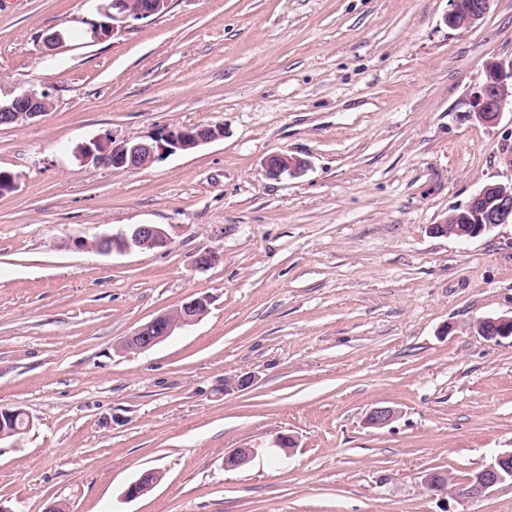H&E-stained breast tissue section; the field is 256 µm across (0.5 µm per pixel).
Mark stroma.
<instances>
[{
  "label": "stroma",
  "mask_w": 512,
  "mask_h": 512,
  "mask_svg": "<svg viewBox=\"0 0 512 512\" xmlns=\"http://www.w3.org/2000/svg\"><path fill=\"white\" fill-rule=\"evenodd\" d=\"M449 0H173L96 41L94 0H0V98L48 112L0 126V442L10 512H512V486L435 495L512 451V223L461 241L449 210L512 179V111L468 114L512 59V0L466 30ZM66 42L47 49L45 33ZM220 125L223 138L140 170L81 144ZM276 152L307 159L268 179ZM155 224L167 247L79 243ZM208 251L219 260L201 268ZM206 296L153 348L140 325ZM253 386L225 391L229 376ZM390 406L382 429L366 414ZM294 435L291 453L274 448ZM254 448L229 470L233 449ZM162 471L128 501L142 471ZM50 103V96L44 91L40 94L36 91L23 92L13 97L9 104H4L0 100V122H6L0 124V126L17 124L12 122L32 120L42 115ZM476 330L478 334L486 340L512 338V316L505 317H486L477 321Z\"/></svg>",
  "instance_id": "1"
}]
</instances>
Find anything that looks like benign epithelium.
<instances>
[{"instance_id": "1", "label": "benign epithelium", "mask_w": 512, "mask_h": 512, "mask_svg": "<svg viewBox=\"0 0 512 512\" xmlns=\"http://www.w3.org/2000/svg\"><path fill=\"white\" fill-rule=\"evenodd\" d=\"M172 0H100L96 5L98 19L92 21L91 38L99 41L113 36L130 26L131 22L159 15L167 11ZM488 13L487 4L472 0H450V9L444 22L452 29L476 25ZM50 104L46 92H23L10 100L0 102V122L12 123L32 120L45 112ZM470 113L483 123L495 122L505 108H512V60L489 64L485 69V80L470 101ZM220 126H203L169 130L150 141L129 140L112 148L107 138H96L79 148L85 159L112 166L114 169L138 170L151 165L165 153L174 154L211 143L223 137ZM307 168V162L286 153L270 155L264 164L265 175L279 179L283 175L297 177ZM467 223L458 226L448 221L434 227L441 235L468 240L491 231L501 224L512 223V182L495 183L483 187L464 206ZM169 242L167 232L156 224H140L127 232L102 235L83 247L100 254L127 251L132 248L153 250ZM208 300L198 297L181 307L162 313L141 325L123 342L126 349L145 351L171 336L175 330L199 322L206 314ZM478 334L486 340L496 342L512 338V316L486 317L476 323ZM398 410L389 406L373 408L366 417L372 428L381 429L392 424L398 417ZM254 455L250 447L236 448L225 456V466L236 469L247 464ZM473 487L465 490L453 483L444 472L432 471L426 474V488L434 494L448 495L471 500L484 496L494 488L509 484L512 486V451L497 455L492 462L484 465L469 479ZM157 481L148 473L131 482L123 498L132 501L151 491Z\"/></svg>"}]
</instances>
